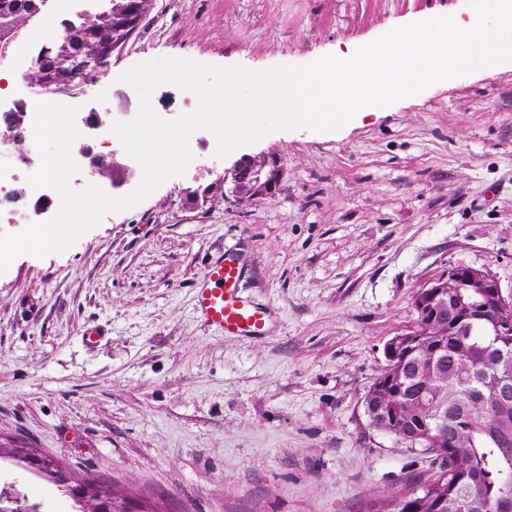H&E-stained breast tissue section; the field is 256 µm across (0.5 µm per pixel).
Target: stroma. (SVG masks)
Returning <instances> with one entry per match:
<instances>
[{"label":"stroma","instance_id":"1","mask_svg":"<svg viewBox=\"0 0 512 512\" xmlns=\"http://www.w3.org/2000/svg\"><path fill=\"white\" fill-rule=\"evenodd\" d=\"M468 0H153L75 109L112 103V81L162 57L248 72L359 48ZM192 160L136 206L67 247L0 272V436L110 480L153 512H366L426 475L419 449L373 428L363 398L408 332L414 294L454 265L512 293V68L435 83L327 131L274 129ZM276 156L272 192L239 201L221 178ZM268 336H223L194 309L218 252ZM99 332L87 342L88 329ZM44 512H76L40 476L0 462Z\"/></svg>","mask_w":512,"mask_h":512}]
</instances>
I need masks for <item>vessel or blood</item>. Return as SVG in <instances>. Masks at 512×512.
Returning <instances> with one entry per match:
<instances>
[{"mask_svg":"<svg viewBox=\"0 0 512 512\" xmlns=\"http://www.w3.org/2000/svg\"><path fill=\"white\" fill-rule=\"evenodd\" d=\"M242 267L230 253L219 254L194 289V306L204 321L226 336L261 338L270 331L267 308L243 297L238 289Z\"/></svg>","mask_w":512,"mask_h":512,"instance_id":"vessel-or-blood-1","label":"vessel or blood"}]
</instances>
